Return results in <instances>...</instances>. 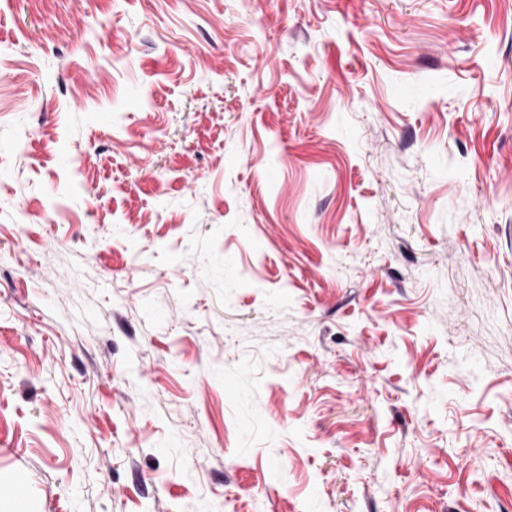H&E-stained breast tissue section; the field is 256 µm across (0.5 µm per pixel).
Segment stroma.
Returning <instances> with one entry per match:
<instances>
[{"label":"stroma","instance_id":"1","mask_svg":"<svg viewBox=\"0 0 512 512\" xmlns=\"http://www.w3.org/2000/svg\"><path fill=\"white\" fill-rule=\"evenodd\" d=\"M0 475L512 512V0H0Z\"/></svg>","mask_w":512,"mask_h":512}]
</instances>
